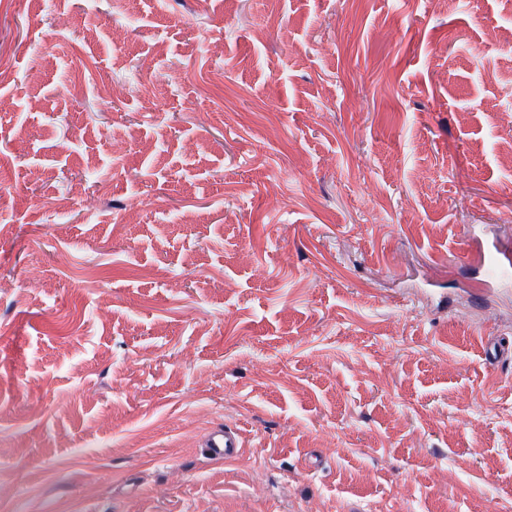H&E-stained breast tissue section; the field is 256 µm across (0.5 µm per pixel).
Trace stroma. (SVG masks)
I'll return each instance as SVG.
<instances>
[{
  "label": "stroma",
  "instance_id": "obj_1",
  "mask_svg": "<svg viewBox=\"0 0 512 512\" xmlns=\"http://www.w3.org/2000/svg\"><path fill=\"white\" fill-rule=\"evenodd\" d=\"M511 31L0 0V512L512 506ZM243 447L241 433L224 424L211 427L201 443L202 451L208 458L222 462L236 458Z\"/></svg>",
  "mask_w": 512,
  "mask_h": 512
}]
</instances>
